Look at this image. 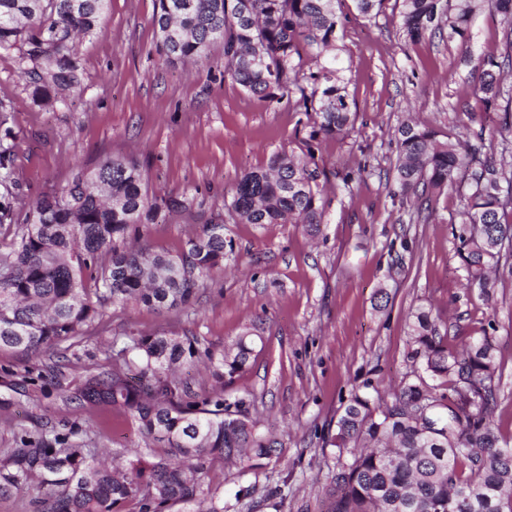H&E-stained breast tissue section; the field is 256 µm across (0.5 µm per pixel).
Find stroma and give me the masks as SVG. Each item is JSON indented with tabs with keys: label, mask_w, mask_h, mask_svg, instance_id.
<instances>
[{
	"label": "stroma",
	"mask_w": 512,
	"mask_h": 512,
	"mask_svg": "<svg viewBox=\"0 0 512 512\" xmlns=\"http://www.w3.org/2000/svg\"><path fill=\"white\" fill-rule=\"evenodd\" d=\"M155 0H110L98 30L77 53L80 90L51 108L36 106L18 75V51L0 52V104L9 110L14 205L29 207L62 188L76 168L124 157L137 161L157 197L185 199L184 211L141 228L139 244L178 254L211 217H224V272L204 281L193 304L155 310L136 302L110 306L95 338L66 352L64 380L45 374L52 355L0 351V372H27L26 393L0 410V449L23 432L73 424L77 441L125 458L146 440L123 410L74 400L104 364L113 337L139 333L195 336L222 352L245 330L259 341L247 372L224 391L243 402L260 431L279 442L261 467L207 462V483L230 512H322L337 451L323 433L354 388L381 395L415 367L409 316L433 304L451 349L492 338L500 361L493 417L512 441V280L494 303L468 287L457 254L461 222L457 185L435 197V211L394 193L395 129L413 117L439 138L461 133L500 160L499 114L474 92L481 61L505 54L500 14L485 11L469 42L428 36L409 41L395 0L360 17L338 0L343 37L336 53L349 102L358 114L349 137L307 140L312 118L295 101L269 102L223 77L224 47L204 62H166L153 24ZM314 151L317 182L328 200L319 224H245L226 213L238 179L281 151ZM369 176L344 186L346 173ZM389 299L380 303L378 289Z\"/></svg>",
	"instance_id": "1"
}]
</instances>
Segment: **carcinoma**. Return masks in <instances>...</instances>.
Instances as JSON below:
<instances>
[{
    "instance_id": "obj_1",
    "label": "carcinoma",
    "mask_w": 512,
    "mask_h": 512,
    "mask_svg": "<svg viewBox=\"0 0 512 512\" xmlns=\"http://www.w3.org/2000/svg\"><path fill=\"white\" fill-rule=\"evenodd\" d=\"M336 0H158L154 25L166 60H206L212 44L224 45V77L261 99L299 94L314 113L308 141L345 138L357 113L329 55L341 28ZM401 28L412 42L427 31L448 29L467 39L485 9L506 22L505 61L512 64V0H396ZM109 0H0V50L19 48V69L36 105L81 86L76 40L91 34ZM316 70L304 72L302 50ZM502 74L482 70L477 91L488 102L512 96ZM395 187L431 208L436 191L466 182L457 253L467 282L495 300L512 278V170L467 145L460 136L437 138L414 120L394 134ZM14 132L0 104V187L12 182ZM313 153L275 154L267 167L243 174L230 209L247 224H320L325 201L309 169ZM186 201L149 195L147 176L133 159L112 158L78 168L67 187L46 194L25 212L3 195L0 229L11 235L0 255V350L53 353L61 343L78 347L88 328L103 323L108 306L135 300L146 307L179 309L196 298L201 280L224 270V219L217 216L191 237L177 256L147 248H121ZM440 313L421 306L410 315L412 378L391 399L354 393L324 442L338 449L326 488L327 512H512V447L493 425L498 377L496 347L474 338L458 354L439 335ZM256 347L245 331L215 354L196 336L140 333L112 341V364L75 392L89 404L122 408L140 432L164 452L137 453L121 465L105 464L91 448L71 440L74 429L41 430L0 451V496L36 482L49 489L43 512H166L177 503L208 504L199 512H224L217 490L205 483L209 460L250 463L269 458L277 439L258 431L241 406L225 403L224 388L245 373ZM203 362L213 384L194 392L175 377Z\"/></svg>"
}]
</instances>
